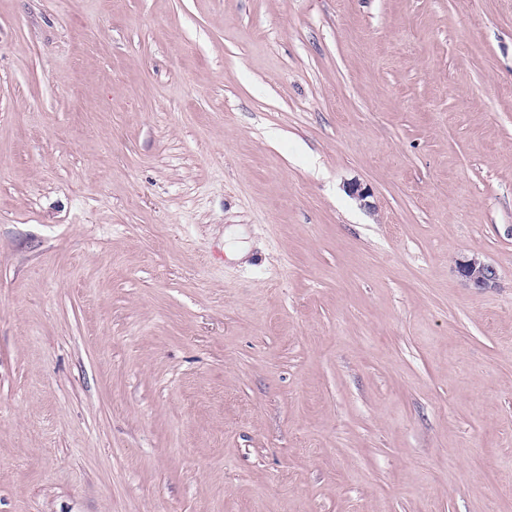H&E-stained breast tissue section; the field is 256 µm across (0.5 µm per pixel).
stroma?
Here are the masks:
<instances>
[{
    "instance_id": "1",
    "label": "stroma",
    "mask_w": 512,
    "mask_h": 512,
    "mask_svg": "<svg viewBox=\"0 0 512 512\" xmlns=\"http://www.w3.org/2000/svg\"><path fill=\"white\" fill-rule=\"evenodd\" d=\"M0 512H512V0H0ZM457 272L468 284L476 288H488L495 285L496 269L477 257H463L457 261Z\"/></svg>"
}]
</instances>
